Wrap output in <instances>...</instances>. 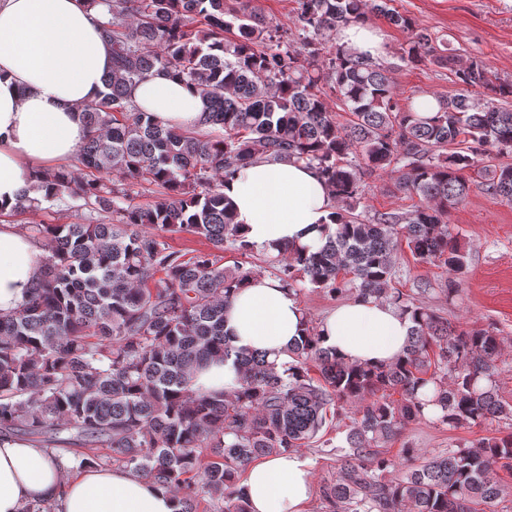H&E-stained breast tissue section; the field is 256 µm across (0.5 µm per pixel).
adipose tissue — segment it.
<instances>
[{
	"label": "adipose tissue",
	"instance_id": "obj_1",
	"mask_svg": "<svg viewBox=\"0 0 512 512\" xmlns=\"http://www.w3.org/2000/svg\"><path fill=\"white\" fill-rule=\"evenodd\" d=\"M101 13L87 0H0V212L9 213L36 172L68 165L88 131L81 107L95 100L112 71V46ZM133 104L164 125L199 126V91L163 72L130 89ZM235 222L255 248L321 244L332 194L314 168L260 160L224 185ZM38 239L0 222V312L16 310L43 275ZM298 297L269 275L250 278L224 311L234 347L287 362L303 330ZM411 322L389 304L352 299L321 323L323 347L337 358L369 364L402 355ZM251 512H305L312 476L288 453L250 463L242 478ZM42 502L54 512H179L175 497L123 468L73 469L58 455L20 438L0 439V512Z\"/></svg>",
	"mask_w": 512,
	"mask_h": 512
}]
</instances>
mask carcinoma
<instances>
[{
	"instance_id": "cac0c4a2",
	"label": "carcinoma",
	"mask_w": 512,
	"mask_h": 512,
	"mask_svg": "<svg viewBox=\"0 0 512 512\" xmlns=\"http://www.w3.org/2000/svg\"><path fill=\"white\" fill-rule=\"evenodd\" d=\"M294 2L296 38L247 0H90L113 62L105 90L82 106L88 135L78 163L90 174L46 170L45 193L15 209L75 199L88 222L22 225L44 244V275L17 310L0 313V438L77 445L79 468L116 461L173 493L179 512H250L247 465L313 443L342 401L355 412L344 442L321 449L339 465L321 490L326 512H487L508 496L494 472L512 466V433L423 457L395 478L384 448L412 422H512L498 394L499 332L463 329L425 305L435 291L428 281L413 294L392 281L404 242L417 261L448 270L441 292H458L468 254L448 209L466 196L467 170L493 151L512 153V110L478 90L508 99L512 80H492L479 59L440 55L466 93L438 98L436 114L420 116L417 100L396 98L383 65L344 46L327 51L325 41L373 14L412 32L403 56L419 63L435 51L427 30L388 0ZM162 71L200 90L207 132L164 126L134 106L129 88ZM328 90L347 106L343 123ZM283 157L316 168L337 203L315 252L285 246L272 255L246 244L224 196L225 178ZM378 171L418 203L366 218L365 177ZM488 175V191L511 202L512 164ZM137 186L163 194L142 207ZM176 233L212 251H173L167 238ZM226 251L261 256L297 295L311 288L397 307L412 322L403 356L380 366L340 360L309 318L280 370L262 353L235 350L224 303L261 271L246 261L224 266ZM231 357L239 387L221 396L193 387L200 365Z\"/></svg>"
}]
</instances>
